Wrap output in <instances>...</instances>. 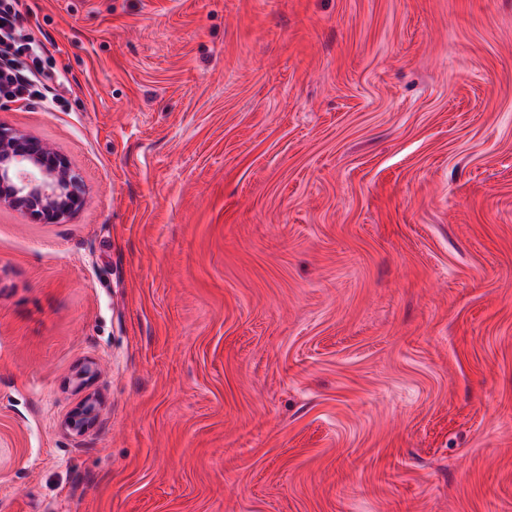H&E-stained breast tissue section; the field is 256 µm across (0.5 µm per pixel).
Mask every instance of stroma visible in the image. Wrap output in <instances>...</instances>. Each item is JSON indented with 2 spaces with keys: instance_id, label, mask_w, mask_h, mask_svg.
<instances>
[{
  "instance_id": "stroma-1",
  "label": "stroma",
  "mask_w": 512,
  "mask_h": 512,
  "mask_svg": "<svg viewBox=\"0 0 512 512\" xmlns=\"http://www.w3.org/2000/svg\"><path fill=\"white\" fill-rule=\"evenodd\" d=\"M25 5L0 512H512V0ZM85 202L79 174L49 143L0 123V207L59 224ZM100 406L99 398L89 393L81 404L65 419L63 429L68 433H84L97 420Z\"/></svg>"
}]
</instances>
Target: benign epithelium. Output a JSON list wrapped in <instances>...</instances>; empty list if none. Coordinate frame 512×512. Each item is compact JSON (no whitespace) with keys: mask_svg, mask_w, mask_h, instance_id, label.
<instances>
[{"mask_svg":"<svg viewBox=\"0 0 512 512\" xmlns=\"http://www.w3.org/2000/svg\"><path fill=\"white\" fill-rule=\"evenodd\" d=\"M85 202L79 174L49 143L0 123V207L37 224H59ZM99 398L88 394L65 419L68 433H84L97 420Z\"/></svg>","mask_w":512,"mask_h":512,"instance_id":"benign-epithelium-1","label":"benign epithelium"}]
</instances>
